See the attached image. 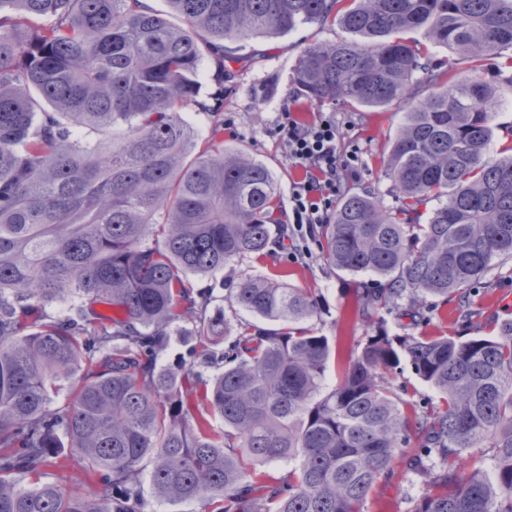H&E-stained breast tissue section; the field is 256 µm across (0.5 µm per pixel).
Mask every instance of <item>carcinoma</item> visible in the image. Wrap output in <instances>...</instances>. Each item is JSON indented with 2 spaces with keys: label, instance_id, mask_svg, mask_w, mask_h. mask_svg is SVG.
<instances>
[{
  "label": "carcinoma",
  "instance_id": "carcinoma-1",
  "mask_svg": "<svg viewBox=\"0 0 512 512\" xmlns=\"http://www.w3.org/2000/svg\"><path fill=\"white\" fill-rule=\"evenodd\" d=\"M167 3L0 0V512H143L145 471L157 499L211 512H363L401 469L428 487L411 512H512V319L464 340L420 331L430 298L470 321L473 285L512 257V155L489 152L512 0ZM330 19L344 35L294 69L306 99L408 111L388 159L399 205L348 194L313 230L327 264L369 277L370 331L325 391L333 347L303 326L315 297L192 280L287 231L273 172L224 148V65L241 61L227 43ZM419 28L467 72L401 37ZM218 299L265 325L229 335ZM384 309L418 333L389 335ZM179 322L190 365L160 366ZM403 361L439 404L405 409L388 382ZM474 448L489 466L465 470ZM64 449L97 490L46 479ZM286 459L280 478L257 472Z\"/></svg>",
  "mask_w": 512,
  "mask_h": 512
}]
</instances>
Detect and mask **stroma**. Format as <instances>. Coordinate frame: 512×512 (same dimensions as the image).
<instances>
[{
	"instance_id": "1",
	"label": "stroma",
	"mask_w": 512,
	"mask_h": 512,
	"mask_svg": "<svg viewBox=\"0 0 512 512\" xmlns=\"http://www.w3.org/2000/svg\"><path fill=\"white\" fill-rule=\"evenodd\" d=\"M341 30L337 24L307 25L275 37L256 36L234 44L245 63L232 64L224 74V145L246 151L274 173L279 186L280 211L288 213L289 198L303 174L288 159L277 132L281 112L291 110L304 119L314 113H333L343 131L344 150H357L360 167L348 178V194H369L385 205L395 203L386 157L403 121L407 106L394 102L377 109H357L348 105L314 106L293 82V67L303 49L316 42L335 40ZM295 255L273 248L264 257L246 258L218 272L216 281L237 283L245 277H269L310 289L323 304L311 324L333 343L336 353L325 373L324 386L332 388L348 368L349 353L367 331L357 315L354 295L357 282L352 276L329 266L315 246L297 240ZM472 324L455 321L453 304L439 306L426 327L428 334L485 336L497 322L512 318V258L496 259L490 271L476 285L471 298ZM426 490L421 478L400 473L389 482L374 486L364 503V512H410L412 503Z\"/></svg>"
}]
</instances>
